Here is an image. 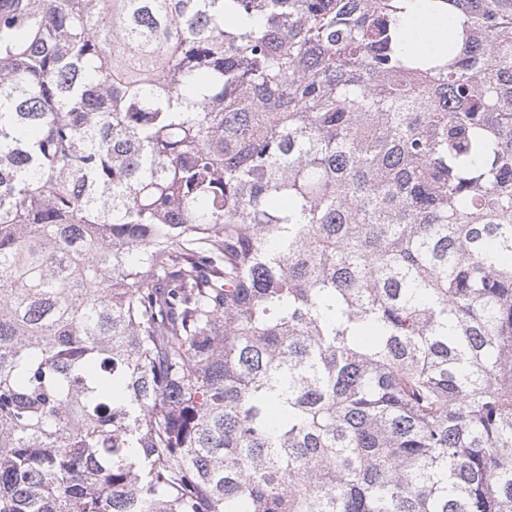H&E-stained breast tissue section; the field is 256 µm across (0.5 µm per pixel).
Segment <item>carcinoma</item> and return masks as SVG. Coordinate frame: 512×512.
I'll return each mask as SVG.
<instances>
[{"label":"carcinoma","mask_w":512,"mask_h":512,"mask_svg":"<svg viewBox=\"0 0 512 512\" xmlns=\"http://www.w3.org/2000/svg\"><path fill=\"white\" fill-rule=\"evenodd\" d=\"M0 512H512V0H11ZM405 19L404 26L409 36V44L418 51H426L436 47L438 53L448 52V38L445 27H448V18L430 14L424 0H412Z\"/></svg>","instance_id":"cac0c4a2"}]
</instances>
